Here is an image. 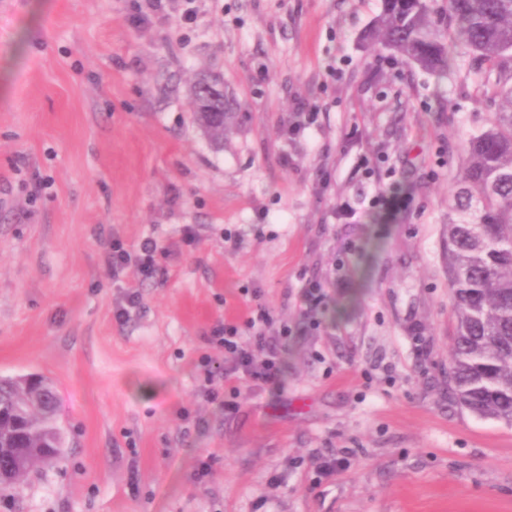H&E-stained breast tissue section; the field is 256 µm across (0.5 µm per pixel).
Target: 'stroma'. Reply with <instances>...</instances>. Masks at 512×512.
Masks as SVG:
<instances>
[{"instance_id": "1", "label": "stroma", "mask_w": 512, "mask_h": 512, "mask_svg": "<svg viewBox=\"0 0 512 512\" xmlns=\"http://www.w3.org/2000/svg\"><path fill=\"white\" fill-rule=\"evenodd\" d=\"M140 2L0 0V377L63 400L61 460L0 512H512V426L448 398V190L490 110L468 59L382 48V0ZM146 239L153 277L113 273ZM254 288L295 330L284 388L237 380L227 411L198 361Z\"/></svg>"}]
</instances>
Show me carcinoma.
<instances>
[{"instance_id":"carcinoma-1","label":"carcinoma","mask_w":512,"mask_h":512,"mask_svg":"<svg viewBox=\"0 0 512 512\" xmlns=\"http://www.w3.org/2000/svg\"><path fill=\"white\" fill-rule=\"evenodd\" d=\"M374 38L408 64L448 75L472 62L481 100L499 102L470 136L449 191L452 311L448 395L479 418L512 425V0H383ZM61 396L47 378H0V445L28 465L61 455Z\"/></svg>"}]
</instances>
